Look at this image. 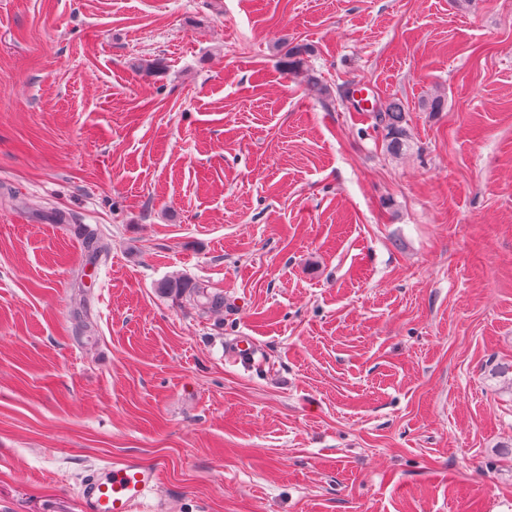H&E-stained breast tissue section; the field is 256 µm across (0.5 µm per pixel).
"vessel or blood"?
Here are the masks:
<instances>
[{"mask_svg": "<svg viewBox=\"0 0 512 512\" xmlns=\"http://www.w3.org/2000/svg\"><path fill=\"white\" fill-rule=\"evenodd\" d=\"M159 469L128 455L97 468L78 491L80 512H136L157 489Z\"/></svg>", "mask_w": 512, "mask_h": 512, "instance_id": "b4317fda", "label": "vessel or blood"}]
</instances>
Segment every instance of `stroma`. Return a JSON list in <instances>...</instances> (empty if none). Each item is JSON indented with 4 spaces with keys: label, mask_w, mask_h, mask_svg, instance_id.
<instances>
[{
    "label": "stroma",
    "mask_w": 512,
    "mask_h": 512,
    "mask_svg": "<svg viewBox=\"0 0 512 512\" xmlns=\"http://www.w3.org/2000/svg\"><path fill=\"white\" fill-rule=\"evenodd\" d=\"M510 365L512 0H0V512H512ZM404 112V107L392 100L381 106L375 115L377 126L384 131L386 150L392 154L400 153L408 145L410 133ZM161 294L188 297L202 312L224 307V294L208 291L205 287L181 276H170L157 282ZM159 469L138 456L115 458L97 468L78 491L80 512H135L157 489Z\"/></svg>",
    "instance_id": "stroma-1"
}]
</instances>
